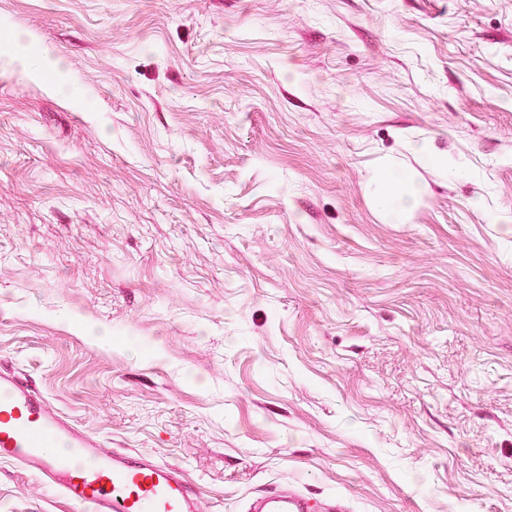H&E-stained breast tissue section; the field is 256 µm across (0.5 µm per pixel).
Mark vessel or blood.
I'll use <instances>...</instances> for the list:
<instances>
[{
  "instance_id": "1",
  "label": "vessel or blood",
  "mask_w": 512,
  "mask_h": 512,
  "mask_svg": "<svg viewBox=\"0 0 512 512\" xmlns=\"http://www.w3.org/2000/svg\"><path fill=\"white\" fill-rule=\"evenodd\" d=\"M0 460L40 474L88 512H202L177 466L143 453L104 448L87 430L50 407L13 371L0 369ZM253 512H334L292 490H274Z\"/></svg>"
}]
</instances>
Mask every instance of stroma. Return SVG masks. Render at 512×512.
Returning <instances> with one entry per match:
<instances>
[{"label":"stroma","mask_w":512,"mask_h":512,"mask_svg":"<svg viewBox=\"0 0 512 512\" xmlns=\"http://www.w3.org/2000/svg\"><path fill=\"white\" fill-rule=\"evenodd\" d=\"M1 20L85 98L0 69V368L181 467L205 512L285 486L512 512V0ZM386 161L421 189L401 224L373 194ZM0 512L82 510L0 461Z\"/></svg>","instance_id":"stroma-1"}]
</instances>
